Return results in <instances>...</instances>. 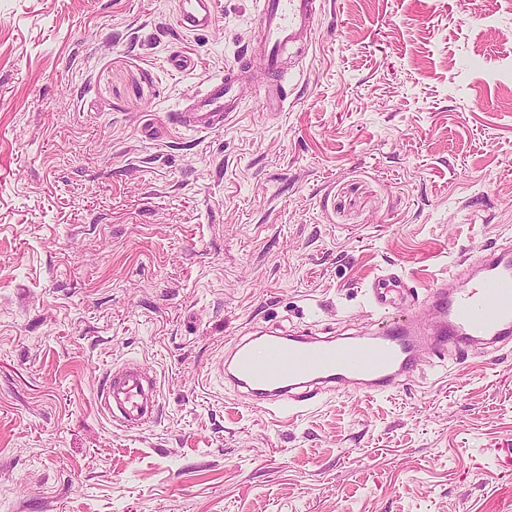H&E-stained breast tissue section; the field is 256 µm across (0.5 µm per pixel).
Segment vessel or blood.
<instances>
[{
  "instance_id": "b4317fda",
  "label": "vessel or blood",
  "mask_w": 512,
  "mask_h": 512,
  "mask_svg": "<svg viewBox=\"0 0 512 512\" xmlns=\"http://www.w3.org/2000/svg\"><path fill=\"white\" fill-rule=\"evenodd\" d=\"M255 4L258 41L226 67L223 76L208 79L203 93L169 118V126L196 132L223 129L241 109L237 88L245 75L264 86L271 110L283 111L288 98L284 82L310 44L324 0ZM216 18V0H178L177 23L186 32L207 29ZM459 264L461 273L437 281L427 295L437 313L432 332L411 317L341 342L332 336H288L269 330L259 338L238 339L232 353L220 361L219 372L264 410L297 409L349 380L371 393L396 388L412 376L419 345L427 340L441 352L466 348L481 338L495 348L511 344L512 241L478 258L461 255ZM97 401L111 422L140 428L154 420L156 383L139 364L127 362L110 369Z\"/></svg>"
}]
</instances>
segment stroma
Here are the masks:
<instances>
[{"label":"stroma","instance_id":"stroma-1","mask_svg":"<svg viewBox=\"0 0 512 512\" xmlns=\"http://www.w3.org/2000/svg\"><path fill=\"white\" fill-rule=\"evenodd\" d=\"M0 0V512H512V348L271 414L215 378L252 330L374 328L512 238V0H325L284 111L148 135L255 43L254 0ZM184 50L195 68L167 58ZM156 377L154 423L99 413ZM216 4L215 0H179L177 24L189 33L213 26L217 18ZM399 281V277L396 274L388 273L381 275L375 282H373L369 288L370 295L373 303L378 307H385L387 305L388 293L391 292L390 289L386 291H382L386 288H397V283ZM105 388L97 394L98 409L109 420L126 428H141L153 422L157 386L134 362L110 369Z\"/></svg>","mask_w":512,"mask_h":512}]
</instances>
